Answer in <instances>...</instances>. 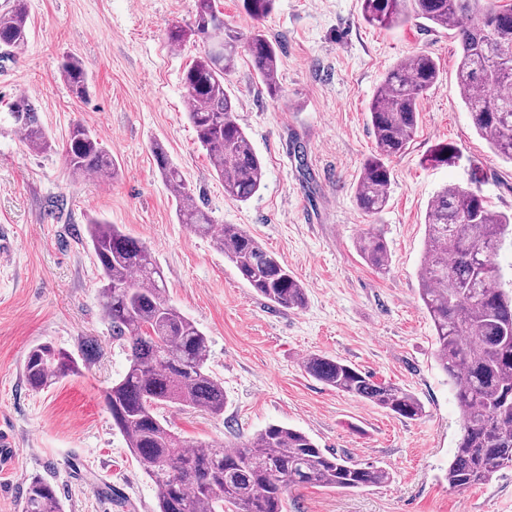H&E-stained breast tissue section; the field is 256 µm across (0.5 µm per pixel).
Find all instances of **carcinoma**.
<instances>
[{"label":"carcinoma","mask_w":512,"mask_h":512,"mask_svg":"<svg viewBox=\"0 0 512 512\" xmlns=\"http://www.w3.org/2000/svg\"><path fill=\"white\" fill-rule=\"evenodd\" d=\"M254 20L244 34L224 25L216 0H194L195 20L186 30L167 26L177 47L190 37L202 44L184 71L187 117L210 165L224 184V194L245 202L262 187L264 167L236 118L235 103L225 85L236 67L239 50L269 96L280 93L279 47L261 29L275 0H240ZM364 21L394 29L423 19L454 35L460 46L457 85L475 132L504 161L512 163V4L500 0H362ZM28 39L27 0H12L0 13V45L13 50ZM61 74L72 94L87 97L89 73L83 61L64 57ZM440 80L434 56L420 50L387 72L369 107L376 150L362 163L355 197L358 208L377 215L389 203L391 171L387 161L405 152L413 139L421 100ZM31 150H58L75 176L112 180L117 165L100 136L80 122L58 144L42 126L34 103L20 96L0 113ZM157 167L177 201V217L196 234L208 236L211 216L191 200L180 170L164 147L153 143ZM457 148L435 145L427 155L432 166H446ZM424 261L417 271L420 298L435 330L436 363L453 386L463 416L448 485L468 489L491 482L512 465V293L502 288L496 258L512 232V214L489 208L472 188L446 186L425 215ZM87 239L101 270L103 312L112 338L128 347L129 366L103 395L113 425L157 490V512H283L289 489L316 485L336 491L363 490L390 480L387 469L363 465L319 447L300 430L269 424L231 448L207 445L188 449L160 417L171 404L212 415L224 412V386L208 371L207 337L170 304L163 273L151 250L117 225L94 219ZM224 256L257 294L284 309L307 303L303 284L279 259L238 224H224L217 239ZM362 258L384 271L389 249L372 227L358 240ZM304 370L320 382L372 402L410 421L423 418L425 406L392 383L377 382L342 360L307 356ZM78 370L72 354L51 345L32 348L25 360L29 387L42 390ZM22 512H63L54 485L34 478L27 486Z\"/></svg>","instance_id":"carcinoma-1"}]
</instances>
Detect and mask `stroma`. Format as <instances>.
<instances>
[{"instance_id":"stroma-1","label":"stroma","mask_w":512,"mask_h":512,"mask_svg":"<svg viewBox=\"0 0 512 512\" xmlns=\"http://www.w3.org/2000/svg\"><path fill=\"white\" fill-rule=\"evenodd\" d=\"M28 8L27 44L0 48V112L30 97L58 142L81 122L100 135L118 176L72 177L60 153H34L0 130V229L14 242L11 258L0 261V433L16 448L0 458V512H21L36 477L56 485L64 512H156V489L103 402L128 367V351L102 311L100 271L85 244L94 218L151 249L171 303L209 339L224 411L163 408L183 440L230 447L279 423L390 473L389 482L354 493L291 489L284 512H512V467L465 497L445 479L462 418L419 296L425 214L438 190L471 187L491 209L512 212V165L469 123L452 33L414 21L369 26L361 0H276L263 28L281 47V96H268L247 54L227 78L265 171L259 193L241 203L225 196L187 119L182 75L199 46L175 48L166 37L168 23L193 25V0H28ZM419 50L437 59L440 81L421 102L408 148L388 162V206L370 217L354 195L375 149L369 106L385 72ZM68 54L92 76L87 99L75 98L61 76ZM156 141L215 225H241L301 281L305 308L258 296L213 237L179 222L152 153ZM443 141L458 147L459 159L429 167V150ZM372 224L390 249L383 271L356 249ZM43 343L72 353L79 370L36 392L23 365ZM311 354L412 391L425 417L400 419L337 392L304 371Z\"/></svg>"}]
</instances>
